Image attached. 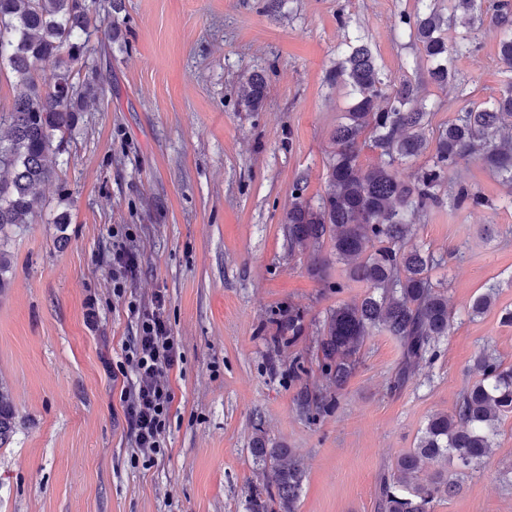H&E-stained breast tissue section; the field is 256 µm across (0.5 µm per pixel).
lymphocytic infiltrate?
<instances>
[{
  "label": "lymphocytic infiltrate",
  "instance_id": "obj_1",
  "mask_svg": "<svg viewBox=\"0 0 512 512\" xmlns=\"http://www.w3.org/2000/svg\"><path fill=\"white\" fill-rule=\"evenodd\" d=\"M139 267L138 254L125 244L112 253L115 297L125 300L137 318L135 336L125 344L113 376L122 380L120 401L129 427L132 463L149 467L163 459L168 449L170 421L176 401L171 376L183 355L166 316L163 294H155L151 305L138 303L124 288Z\"/></svg>",
  "mask_w": 512,
  "mask_h": 512
}]
</instances>
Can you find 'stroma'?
<instances>
[{"label": "stroma", "instance_id": "1", "mask_svg": "<svg viewBox=\"0 0 512 512\" xmlns=\"http://www.w3.org/2000/svg\"><path fill=\"white\" fill-rule=\"evenodd\" d=\"M415 0H123L111 17L118 37L82 79L101 84L60 146V176L43 190L32 223L5 245L13 273L0 293V386L16 412L0 448V512H251L256 429L288 448L306 470L298 512H379L380 476L412 448L427 419L451 411L471 382L478 351L491 345L512 365V208L481 162L461 163L455 181L491 207L443 204L417 222L414 240L444 257L432 273L448 289L454 326L441 354L400 390L390 388L399 342L369 336L333 414L311 423L293 398L323 379L311 359L326 312L359 299L307 273L291 252L285 215L293 185L316 199L326 188L332 132L350 98L327 82L346 39L364 34L394 79L421 85L432 128L465 101L495 96L504 78L495 41L456 68L464 91L425 80L420 53L398 21ZM264 72L255 111L240 88ZM498 233L486 238L485 225ZM133 232L139 268L128 286L143 304L164 293L183 352L172 375L180 401L168 453L132 465L112 366L136 320L112 294V231ZM492 284L498 309L468 320L465 308ZM292 304L306 333L273 349L270 317ZM308 364L288 378L295 357ZM490 457L432 512H512V413Z\"/></svg>", "mask_w": 512, "mask_h": 512}]
</instances>
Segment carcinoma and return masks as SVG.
Segmentation results:
<instances>
[{"instance_id": "1", "label": "carcinoma", "mask_w": 512, "mask_h": 512, "mask_svg": "<svg viewBox=\"0 0 512 512\" xmlns=\"http://www.w3.org/2000/svg\"><path fill=\"white\" fill-rule=\"evenodd\" d=\"M399 24L430 63L427 76L441 89L456 83L454 62L476 51L489 32L509 72L490 104L468 102L448 124L429 134L431 109L419 85L407 78L390 84L371 45L349 41L327 81L347 85L352 103L332 134L334 145L327 185L315 202L294 184V202L285 228L291 251L313 252L308 273L332 293L331 260L345 266L346 279L366 285L359 300L339 303L318 330L316 365L326 385L302 387L294 398L298 414L315 421L332 413L357 369L360 351L374 331L399 341L402 358L390 390H398L421 364L441 354L454 313L448 296L432 280L440 260L410 244L415 218L448 200L469 210L490 206L481 191L449 180L461 162L476 159L503 185L512 204V0H448L443 14L436 0H416ZM99 31L87 0H0V71L12 77L14 96L0 126V240L7 230L30 224L41 185L60 165L56 139L72 135L78 115L100 92L76 76L87 67L91 36ZM52 66L51 78L34 77L38 64ZM266 95L265 77L249 75L241 102L258 109ZM380 163L363 167V148ZM430 155L411 182L397 175L400 165ZM495 287L478 295L467 311L475 319L493 306ZM271 344H294L305 332L304 312L290 305L274 313ZM475 380L459 394L450 412L432 414L413 450L400 455L379 483L381 512H432L439 498L450 497L459 481L441 471L423 483L420 473L431 462L453 458L459 474L486 458L499 436L501 417L512 413V366L491 350L474 359ZM15 427L9 394L0 387V448ZM253 456L262 465V484L252 494L253 512H298L306 471L288 449L270 442L255 428Z\"/></svg>"}]
</instances>
